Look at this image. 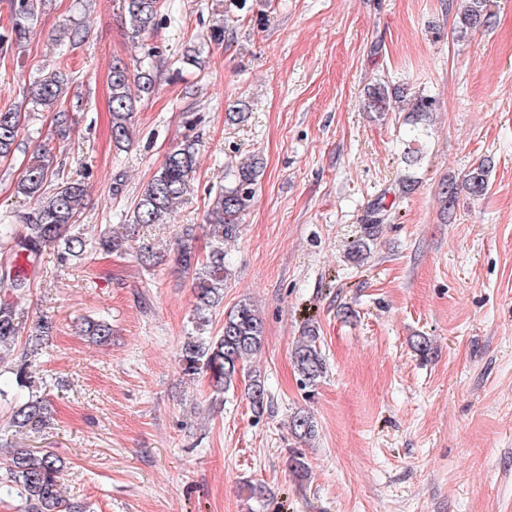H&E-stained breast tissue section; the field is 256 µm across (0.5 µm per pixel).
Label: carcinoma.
<instances>
[{
    "label": "carcinoma",
    "mask_w": 512,
    "mask_h": 512,
    "mask_svg": "<svg viewBox=\"0 0 512 512\" xmlns=\"http://www.w3.org/2000/svg\"><path fill=\"white\" fill-rule=\"evenodd\" d=\"M487 2L462 0L452 31L454 39H464L488 22ZM121 3L132 41H139L160 25L159 0H121ZM7 5L6 21L0 25V46H19L28 39L42 0H7ZM155 54L156 51L148 50L147 57L134 66L121 60L112 65L109 74L112 143L118 149L131 142L137 104L155 91L152 64ZM71 84L68 73L51 70L36 78L28 94L31 111L54 113V136L59 140L69 136L70 112L79 107L70 98ZM400 102V90L382 82L369 87L363 99L367 111L378 113L393 112ZM434 109L435 100L420 95L413 99L406 121L414 126ZM25 117L26 113L16 107L0 109V160L10 158L18 148ZM197 154V142L189 139L167 154L165 163L144 187L129 219L122 224L124 232L118 233L110 226L89 232L77 223L78 213L84 208L85 186L78 181L52 184L59 163L48 137L38 144L14 186V193L33 201L34 206L28 212L0 215V241L14 243L16 258L28 264L37 262L47 245L57 247V260L62 265L80 263L97 253L120 254L126 251L139 226L168 223L193 185ZM260 172V162L252 158L227 174V185L217 191L204 218L211 239L206 256L200 255L197 238L190 227L185 228L174 252L177 267L191 276L196 299L195 335L188 337L182 347L185 371L208 373L217 393L234 386L244 363L259 351L264 339L262 317L254 304L246 300L237 303L225 315L220 335H203L209 323L208 314L223 302L224 285L231 275L225 263L224 243L239 235L240 217L255 197ZM487 176L488 166L483 162L468 172L465 185L471 194L479 195L486 189ZM386 212L385 203L372 205L362 235L353 243V256L361 257L369 249L386 220ZM2 284L6 285L8 295L0 298V361L14 354L20 337L26 336L19 364L11 374L16 387L27 390L28 396L12 407L10 426L17 433L39 432L48 428V409L44 398L34 390L35 381L27 368L40 355L52 325L46 317L29 323L24 312L18 309V300L31 288L23 266L0 272ZM79 332L95 343L105 344L111 341L112 325L105 319L84 318ZM318 339L315 330L310 329L293 351L295 370L301 381L311 387L325 369ZM247 396L253 412L261 414L268 407V394L259 375H253L249 381ZM316 428L313 417L306 413L298 412L291 417L292 433L300 440L312 439ZM64 472L63 461L55 452L16 448L7 475L0 480V494L19 498V512H86L84 506L70 503L62 496Z\"/></svg>",
    "instance_id": "1"
}]
</instances>
